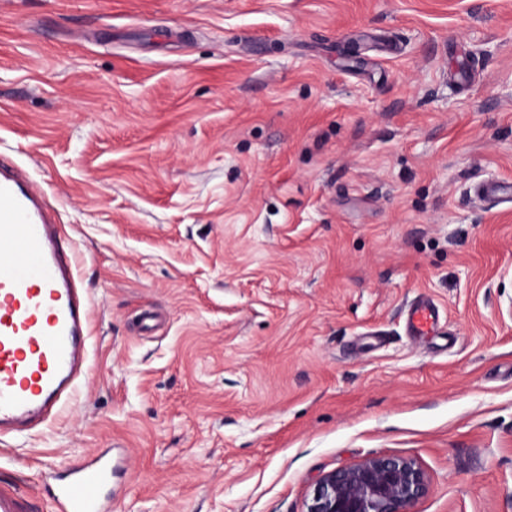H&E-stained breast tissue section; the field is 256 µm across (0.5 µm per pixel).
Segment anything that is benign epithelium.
Wrapping results in <instances>:
<instances>
[{"label": "benign epithelium", "mask_w": 512, "mask_h": 512, "mask_svg": "<svg viewBox=\"0 0 512 512\" xmlns=\"http://www.w3.org/2000/svg\"><path fill=\"white\" fill-rule=\"evenodd\" d=\"M428 491V476L414 461L373 457L325 475L307 512H411Z\"/></svg>", "instance_id": "1"}]
</instances>
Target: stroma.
<instances>
[{
    "mask_svg": "<svg viewBox=\"0 0 512 512\" xmlns=\"http://www.w3.org/2000/svg\"><path fill=\"white\" fill-rule=\"evenodd\" d=\"M0 155L91 300L1 479L109 448L113 512H307L403 457L414 512H512V0H0ZM438 322V310L435 303L422 299L411 306L407 312V327L418 340L433 335V329Z\"/></svg>",
    "mask_w": 512,
    "mask_h": 512,
    "instance_id": "stroma-1",
    "label": "stroma"
}]
</instances>
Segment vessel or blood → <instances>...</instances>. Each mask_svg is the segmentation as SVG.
Wrapping results in <instances>:
<instances>
[{"label":"vessel or blood","instance_id":"vessel-or-blood-1","mask_svg":"<svg viewBox=\"0 0 512 512\" xmlns=\"http://www.w3.org/2000/svg\"><path fill=\"white\" fill-rule=\"evenodd\" d=\"M65 248L60 226L42 194L14 167L0 163V437L23 435L46 423L84 376L91 305ZM435 303L407 312L416 339L431 336ZM53 512H112V451L43 476ZM16 483L0 482V512H35Z\"/></svg>","mask_w":512,"mask_h":512}]
</instances>
